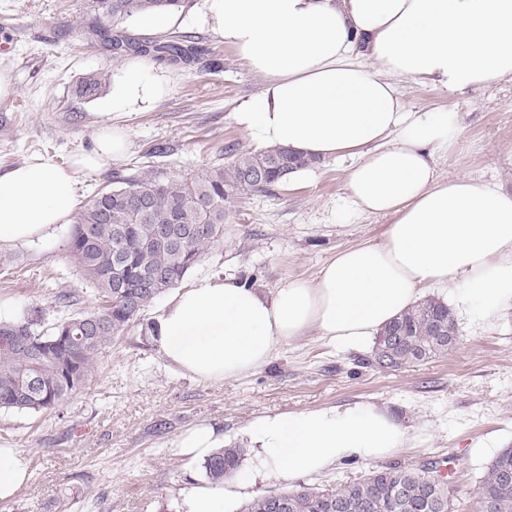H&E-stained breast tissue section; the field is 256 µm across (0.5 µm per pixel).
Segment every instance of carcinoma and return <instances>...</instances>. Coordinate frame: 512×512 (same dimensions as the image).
Here are the masks:
<instances>
[{"label":"carcinoma","mask_w":512,"mask_h":512,"mask_svg":"<svg viewBox=\"0 0 512 512\" xmlns=\"http://www.w3.org/2000/svg\"><path fill=\"white\" fill-rule=\"evenodd\" d=\"M189 0H91L103 23L119 24L135 14H163L186 8ZM192 46L180 35L153 40L141 51L172 64ZM107 70L87 77L82 95L105 83ZM312 161L286 148L234 153L223 167L188 178L143 175L101 188L74 214L66 250L93 287L100 304L42 328L35 314L0 323V410L56 409L84 388L95 362L167 290L182 282L205 250L224 236V201L235 194L269 191ZM455 315L430 297L415 303L377 336L367 364L384 371L428 361L455 347ZM246 449L223 447L202 463L207 479L220 482L238 469ZM512 448L493 458L477 489L479 512H512ZM285 512H454L453 488L438 462L415 468L370 469L340 487L280 491ZM242 512H277L275 497L259 495Z\"/></svg>","instance_id":"cac0c4a2"}]
</instances>
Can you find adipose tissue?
Instances as JSON below:
<instances>
[{"mask_svg": "<svg viewBox=\"0 0 512 512\" xmlns=\"http://www.w3.org/2000/svg\"><path fill=\"white\" fill-rule=\"evenodd\" d=\"M205 22L265 79L234 113L249 139L348 162L337 221L380 215L389 224L380 242L337 251L311 281L264 292L204 276L177 289L154 337L172 367L203 383L233 380L312 331L360 349L427 288L486 326L512 307V191L469 175L439 179L435 161L459 141V115L411 110L402 90L454 94L512 80V0H206ZM163 90L151 65L131 59L112 109L152 103ZM125 146L107 127L72 168L34 157L1 173L0 248L47 237L78 208V174ZM247 434L249 466L186 487L180 512H233L257 482L377 462L418 440L370 401L267 414ZM29 477L27 458L0 448V502Z\"/></svg>", "mask_w": 512, "mask_h": 512, "instance_id": "ef3b65f1", "label": "adipose tissue"}]
</instances>
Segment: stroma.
<instances>
[{
    "mask_svg": "<svg viewBox=\"0 0 512 512\" xmlns=\"http://www.w3.org/2000/svg\"><path fill=\"white\" fill-rule=\"evenodd\" d=\"M205 0H194L171 27L198 52L174 66L153 60L165 91L151 105L107 114L111 86L92 98L79 82L100 70L117 77L123 64L96 32L88 0H0V73L11 93L0 98V173L38 156L69 165L89 151L104 122L125 131L126 152L101 171L80 176L88 201L113 176L145 172L186 178L221 167L230 151L255 147L236 124L238 104L261 92L264 78L204 22ZM412 109L452 107L464 135L437 161L448 179L470 174L512 190V82L464 94L408 84ZM303 182L232 196L224 203V236L184 277L235 276L267 291L288 278L312 279L336 251L379 241L384 217L352 224L331 217L344 191L346 170L333 161L313 166ZM70 224L45 239L6 248L0 266V303L19 319L41 310L46 324L89 311L98 301L67 257ZM70 305L57 303L58 292ZM458 344L447 354L397 371L364 366L371 350L328 345L317 332L280 346L255 371L221 384L199 382L171 367L153 339L132 328L99 357L87 387L56 410H0V448L30 460L25 487L0 512H178L179 492L202 477L200 462L174 446L201 424L224 434L225 445L248 446L259 416L371 401L391 412L420 441L389 457L413 467L444 460L457 512H478L476 490L492 459L512 447V310L481 328L456 319Z\"/></svg>",
    "mask_w": 512,
    "mask_h": 512,
    "instance_id": "stroma-1",
    "label": "stroma"
}]
</instances>
